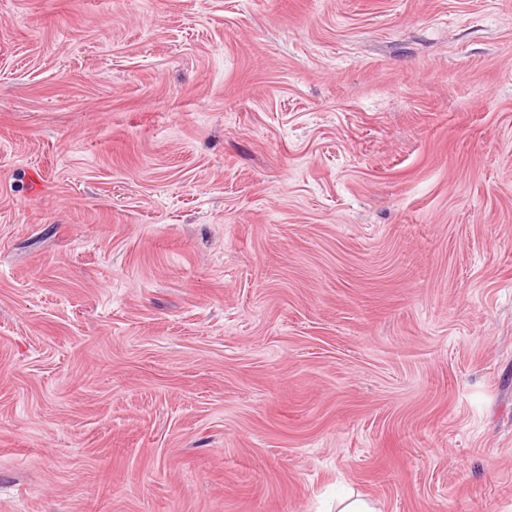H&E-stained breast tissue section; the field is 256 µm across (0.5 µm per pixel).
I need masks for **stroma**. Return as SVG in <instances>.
<instances>
[{"label":"stroma","instance_id":"stroma-1","mask_svg":"<svg viewBox=\"0 0 512 512\" xmlns=\"http://www.w3.org/2000/svg\"><path fill=\"white\" fill-rule=\"evenodd\" d=\"M341 490L512 512V0H0V512Z\"/></svg>","mask_w":512,"mask_h":512}]
</instances>
